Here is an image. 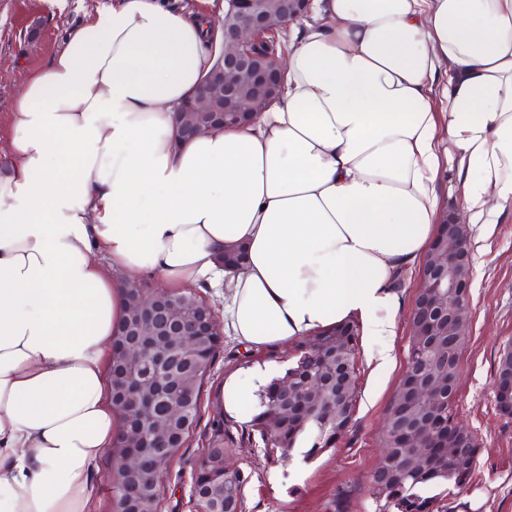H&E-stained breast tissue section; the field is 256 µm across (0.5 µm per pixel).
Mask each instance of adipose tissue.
Instances as JSON below:
<instances>
[{"instance_id": "ef3b65f1", "label": "adipose tissue", "mask_w": 512, "mask_h": 512, "mask_svg": "<svg viewBox=\"0 0 512 512\" xmlns=\"http://www.w3.org/2000/svg\"><path fill=\"white\" fill-rule=\"evenodd\" d=\"M223 15L113 0L8 114L0 512H100L122 426L106 366L134 278L223 289L225 332L253 348L360 316L385 363L440 175L482 234L512 211V0H314L274 103L175 146Z\"/></svg>"}]
</instances>
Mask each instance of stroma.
<instances>
[{
    "label": "stroma",
    "instance_id": "obj_1",
    "mask_svg": "<svg viewBox=\"0 0 512 512\" xmlns=\"http://www.w3.org/2000/svg\"><path fill=\"white\" fill-rule=\"evenodd\" d=\"M104 2L0 0L1 118L11 112L26 80L62 46L69 29ZM471 245L472 321L452 413L475 433L480 450L473 480L460 490L435 488L431 512H512V419L498 411L493 390L499 354L512 342V215L503 217L489 239L472 236ZM418 283L414 269L398 282L402 306L389 365H377L371 357L375 340L370 333L362 334L356 358L361 392L353 423L335 449L309 463L266 453L248 425L254 407H224L235 378L258 374L267 382L284 375L293 362L295 340L258 349L224 340L201 391L197 425L165 479L162 512H193L192 475L207 448L228 449V463L247 474L244 512H374L371 477L383 453L386 415L408 366Z\"/></svg>",
    "mask_w": 512,
    "mask_h": 512
}]
</instances>
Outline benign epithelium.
I'll list each match as a JSON object with an SVG mask.
<instances>
[{"mask_svg": "<svg viewBox=\"0 0 512 512\" xmlns=\"http://www.w3.org/2000/svg\"><path fill=\"white\" fill-rule=\"evenodd\" d=\"M312 0H227L224 18V52L220 62L204 78L199 94L185 103L180 127L185 139L199 136L205 127L199 116L210 112L224 113L226 123L254 120L261 106L275 101L279 93L283 57L275 54L266 62L252 51L262 41L277 40L288 25L304 16ZM471 231L462 222L443 216L439 230L424 256L419 271V286L410 317L411 336L416 342L427 336L424 347L429 363L413 359L406 379L400 385L383 427V435L396 439L394 447L408 448L401 457V468L411 471L423 461L438 465L459 455V449L478 443L477 437L460 430V424L447 418L450 398L457 377L448 376L446 350L455 345L453 337L464 336L471 324L470 288L472 286ZM133 314L144 333L133 342H122L117 372L113 376V409L121 411L132 405L140 411L139 425L123 426L121 448H143L151 439L158 453H140L135 461L115 453V463L107 480L120 497L115 512H122L121 499L136 495L138 512H154L163 490L170 462L176 450L184 447L181 431L189 424L188 407L194 393L184 389L183 399L169 405L165 415L152 413L157 391L150 381L143 382L128 373V368L151 357L162 368L161 377L170 381L175 375L166 366L175 352L195 353L207 340H221L224 325L217 320L215 309L202 302L197 314L186 317L187 295L170 297L166 289H149L132 284ZM360 335L358 324L351 320L336 326V367L326 370V351L321 339L309 337L301 346L303 362L274 388L261 389L262 402L271 405L266 422L278 427L282 417L295 424L307 423L308 411L317 413L324 425L336 426L348 416L346 393L356 385L355 361L342 344L344 336ZM228 451L216 449V458L202 457L194 471L191 496L197 500V476L203 475L212 485L224 487L234 480L240 469L226 465Z\"/></svg>", "mask_w": 512, "mask_h": 512, "instance_id": "obj_1", "label": "benign epithelium"}]
</instances>
